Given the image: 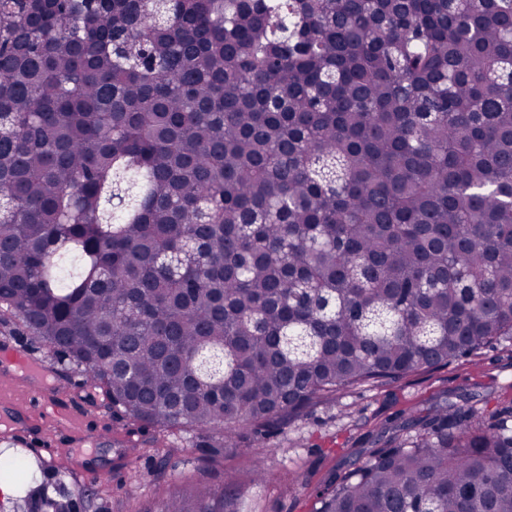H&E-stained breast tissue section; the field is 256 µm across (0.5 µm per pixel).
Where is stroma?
I'll return each mask as SVG.
<instances>
[{
    "label": "stroma",
    "mask_w": 512,
    "mask_h": 512,
    "mask_svg": "<svg viewBox=\"0 0 512 512\" xmlns=\"http://www.w3.org/2000/svg\"><path fill=\"white\" fill-rule=\"evenodd\" d=\"M19 347L45 365L55 388L96 417L86 442L72 441L60 456H41L44 440L54 437L53 421L21 440L5 434L0 422V460L21 459L30 479L14 483L12 494L0 493V512H14L17 498L45 488L56 498L74 490L91 495V512H146L156 507L164 490L182 482L204 481L210 475L238 473L247 458L261 460L268 475L259 484L243 482L239 496L245 512H313L314 487L334 470L373 449L372 434L396 414H410L443 400L466 405L476 418L512 407V346L501 344L475 358L412 375L400 382L365 384L320 403L288 426L255 435L245 431L233 448H211L204 437L188 432L162 433L151 427L131 428L111 407L93 395L81 368L61 361L10 313L0 314V348ZM135 431L139 456L118 468L116 440ZM102 478L83 481L80 469Z\"/></svg>",
    "instance_id": "1"
}]
</instances>
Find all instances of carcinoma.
<instances>
[{
  "label": "carcinoma",
  "instance_id": "1",
  "mask_svg": "<svg viewBox=\"0 0 512 512\" xmlns=\"http://www.w3.org/2000/svg\"><path fill=\"white\" fill-rule=\"evenodd\" d=\"M0 305L220 448L512 342V0H0ZM375 443L315 512H512V425Z\"/></svg>",
  "mask_w": 512,
  "mask_h": 512
}]
</instances>
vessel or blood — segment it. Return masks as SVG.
<instances>
[{"label":"vessel or blood","instance_id":"obj_1","mask_svg":"<svg viewBox=\"0 0 512 512\" xmlns=\"http://www.w3.org/2000/svg\"><path fill=\"white\" fill-rule=\"evenodd\" d=\"M47 377L42 365L17 349H10L0 355V389L22 380L27 383V393L31 398L28 405L13 411L12 420L17 431L27 432L36 426L39 419L48 417L54 421L57 431L64 439H71L78 427L88 426L92 415L83 408L75 413L64 408L61 395L56 394L49 386Z\"/></svg>","mask_w":512,"mask_h":512}]
</instances>
